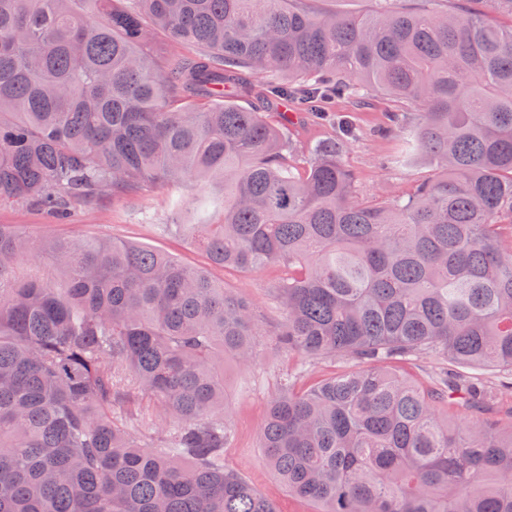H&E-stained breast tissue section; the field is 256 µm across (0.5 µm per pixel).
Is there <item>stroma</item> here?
<instances>
[{"instance_id": "1", "label": "stroma", "mask_w": 512, "mask_h": 512, "mask_svg": "<svg viewBox=\"0 0 512 512\" xmlns=\"http://www.w3.org/2000/svg\"><path fill=\"white\" fill-rule=\"evenodd\" d=\"M328 108V113L319 118L308 112H297L292 125L297 148L305 153L318 141L337 136V117L352 119L360 134L348 143L344 161L356 175L360 198L382 201L408 192L417 182L432 175V166L422 160L405 165L394 163L399 150L398 139L379 134L378 129L389 112L396 110L395 102L379 97L358 110L351 101L341 100L329 102ZM171 193L150 187L130 198L105 196L91 205L79 207L62 223L33 208L0 209V224L16 225L23 235L37 243L73 234L114 238L175 255L189 264H205L201 248L164 229L165 224L172 221L168 214ZM285 274L284 268L275 265L259 271L221 268L211 271L212 277L228 291L252 300L264 334L254 363L248 366L229 363L224 367L227 409L234 425V438L224 455L231 467L247 475L277 505L279 512H310L308 503L288 495L265 468L258 446L268 397L279 374L295 363L294 358L282 353L270 338L282 317L271 285Z\"/></svg>"}]
</instances>
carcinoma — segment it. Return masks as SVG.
<instances>
[{
    "label": "carcinoma",
    "instance_id": "carcinoma-1",
    "mask_svg": "<svg viewBox=\"0 0 512 512\" xmlns=\"http://www.w3.org/2000/svg\"><path fill=\"white\" fill-rule=\"evenodd\" d=\"M430 2L0 0V207L62 219L146 183L209 189L179 225L206 266L0 224V512H279L224 461V364L256 359L258 318L209 272L267 265L288 269L273 342L300 358L259 437L287 492L313 512H512V408L492 418L479 378L512 389V27L488 19L512 0ZM153 29L178 47L154 56ZM378 93L417 114L389 118L397 162L435 169L384 202L356 195L353 127L302 162L288 116L267 119L273 98ZM40 247L61 284L15 277ZM338 356L368 366L310 376ZM418 358L454 369L419 385L396 370ZM324 6L336 13L354 15L379 10L381 4L378 0H331Z\"/></svg>",
    "mask_w": 512,
    "mask_h": 512
}]
</instances>
